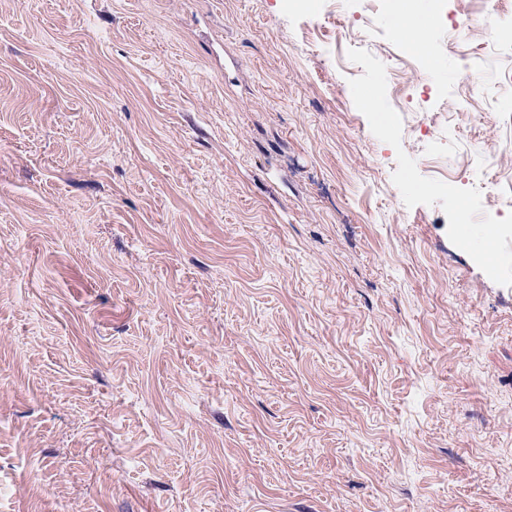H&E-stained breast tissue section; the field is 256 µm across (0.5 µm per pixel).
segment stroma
I'll use <instances>...</instances> for the list:
<instances>
[{
    "instance_id": "stroma-1",
    "label": "stroma",
    "mask_w": 512,
    "mask_h": 512,
    "mask_svg": "<svg viewBox=\"0 0 512 512\" xmlns=\"http://www.w3.org/2000/svg\"><path fill=\"white\" fill-rule=\"evenodd\" d=\"M468 5L397 70L385 0H0V512H512V0Z\"/></svg>"
}]
</instances>
